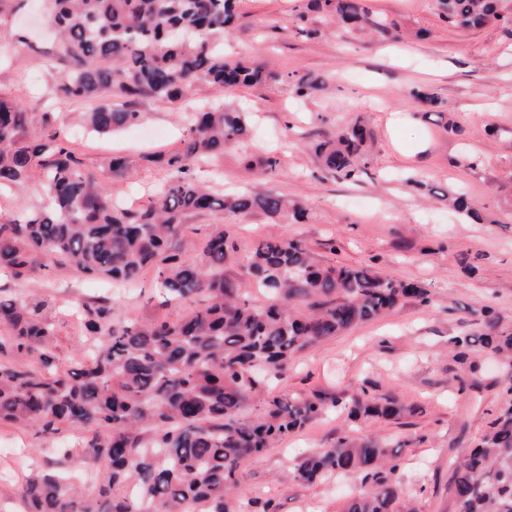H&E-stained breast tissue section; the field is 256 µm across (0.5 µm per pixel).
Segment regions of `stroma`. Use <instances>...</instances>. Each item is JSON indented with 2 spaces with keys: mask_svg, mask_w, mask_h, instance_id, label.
Returning a JSON list of instances; mask_svg holds the SVG:
<instances>
[{
  "mask_svg": "<svg viewBox=\"0 0 512 512\" xmlns=\"http://www.w3.org/2000/svg\"><path fill=\"white\" fill-rule=\"evenodd\" d=\"M307 0H239L238 19L224 52L249 58L280 81L228 92L227 104L251 112L249 140L223 158L202 165L200 181L227 192L273 191L303 202L309 220L271 223L255 213L225 214L238 251L224 265L227 276L243 273L242 263L267 235L297 238L321 262L370 264L378 271L418 283L428 303L409 300L383 318L306 348L277 392L346 397L362 384L391 394L421 412L393 422L346 421L327 413L302 431L247 460L242 500H277L281 512H341L355 480L330 476L313 485L293 479L299 452L322 448L338 436L375 435L401 448L395 479L417 512H454V464L483 434L512 385V369L477 346L470 359L479 368L473 387L459 389L452 337L474 332L483 306L512 327V212L498 194L512 178V32L495 23L465 31L449 26L437 0H369L375 15L410 33L395 41L371 28L344 30L334 18L307 11ZM0 15V92L18 100L33 120L53 112L57 126L73 131L80 110L51 106L39 85L49 77L40 67L43 52L55 50L52 34L39 26L44 0H14ZM293 71L322 78L323 90L295 102L283 77ZM436 94L435 110L423 108L414 90ZM144 121L100 138H86L85 162L100 168L112 151L131 154L175 145L184 129L183 108L143 100ZM365 120L375 133L373 158L357 180L323 170L310 146L322 131ZM276 150L275 170L246 174L244 162ZM460 186L470 201L493 218L474 224L449 212L440 191ZM39 179L0 196V222L21 219L44 206ZM474 271H465L461 257ZM53 295L57 336L53 352L60 368L80 359L82 336L73 314L82 304L111 299L122 320H174L182 308L163 304L153 270L135 285L116 290L85 281L65 266L50 265L25 281L0 276V299ZM71 473L54 438L26 427L0 424V512H23L21 486L34 469Z\"/></svg>",
  "mask_w": 512,
  "mask_h": 512,
  "instance_id": "stroma-1",
  "label": "stroma"
}]
</instances>
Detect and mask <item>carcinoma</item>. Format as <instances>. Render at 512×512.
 Wrapping results in <instances>:
<instances>
[{
	"mask_svg": "<svg viewBox=\"0 0 512 512\" xmlns=\"http://www.w3.org/2000/svg\"><path fill=\"white\" fill-rule=\"evenodd\" d=\"M238 0H48L46 22L62 50L44 52L58 74L49 94L92 103L85 122L97 134L138 124L147 98L179 101L199 82L220 90L276 81L244 59H224ZM504 0H438L448 25L463 30L509 24ZM307 8L381 36L395 23L373 16L368 0H309ZM323 82L299 71L289 81L297 99ZM250 113L225 104L197 105L180 146L117 152L103 174L90 171L53 113L32 128L30 113L0 94V191L40 176L47 205L23 221L0 224V270L24 280L46 261L69 265L81 277L137 281L156 269V289L167 304H184L175 321H116L107 301L78 313L85 335L102 339L78 368H58L52 351L51 298L0 299V423L36 427L47 435L93 427L76 447L60 449L79 465L106 468L97 494H84L69 478L32 474L22 488L26 512H234L241 466L300 431L328 408L351 421L400 420L419 410L366 387L327 399L275 394L269 382L309 346L379 319L408 299L428 302L419 285L375 268L318 265L299 239L269 236L244 259L247 281L224 274L236 244L223 221L207 235L204 256L182 251L187 219L261 213L269 220L305 221L307 209L273 191L224 196L196 179V170L244 142ZM374 133L351 124L323 133L313 149L324 170L352 179L371 157ZM159 167L169 180L144 208L122 204L105 186L136 168ZM448 205L463 218L482 220L466 195L450 189ZM484 333L455 336L456 360L468 363L477 342L512 365V330L491 309ZM399 456L385 440L341 435L303 453L293 479L311 485L329 475L361 479L363 489L344 512H413L393 479ZM456 512H512V399L456 467Z\"/></svg>",
	"mask_w": 512,
	"mask_h": 512,
	"instance_id": "cac0c4a2",
	"label": "carcinoma"
}]
</instances>
